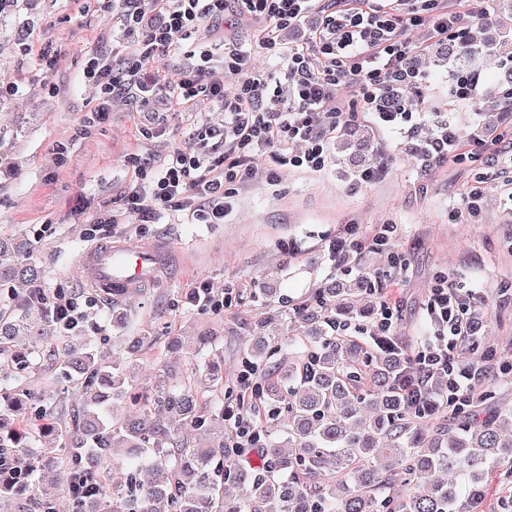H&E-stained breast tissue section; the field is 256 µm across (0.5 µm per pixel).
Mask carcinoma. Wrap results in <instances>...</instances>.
I'll return each mask as SVG.
<instances>
[{
    "label": "carcinoma",
    "mask_w": 512,
    "mask_h": 512,
    "mask_svg": "<svg viewBox=\"0 0 512 512\" xmlns=\"http://www.w3.org/2000/svg\"><path fill=\"white\" fill-rule=\"evenodd\" d=\"M512 22V0H495L478 24L493 30L478 41L465 31L448 37L433 64L448 68L449 95L479 78L494 59L501 82L485 111H497L512 92V54L502 47ZM338 160L353 174L379 163L367 129L336 136ZM26 229L0 237V286L38 282L42 270L31 259ZM377 283L363 269L324 281L301 304L271 288L260 289L272 314L258 321L254 344L244 354L237 410L251 422L250 439L224 436L228 410L204 405L200 395L224 389L215 360L181 378L161 365L154 397L130 392L135 365L106 356L82 336H65L56 380L81 386L84 394L66 451V467L38 442L55 434L49 411L31 392H0V450L17 470L0 477V494L32 489L41 474L62 468L57 481L73 512H479L489 496H512V406L491 403L487 390L468 405L448 408L450 416L415 414L403 391L413 355L397 345L381 350L361 337L336 331L339 323L362 329L375 319ZM296 334L284 338L288 324ZM55 340L46 309L23 299L0 305V354L12 366L0 379L22 381L38 345ZM288 351L278 366L266 358ZM209 436L205 448L180 439L186 430ZM261 451L265 464L244 463V452ZM128 472L124 483L110 480L113 465ZM95 479L94 490L80 479ZM398 484L408 486L403 496Z\"/></svg>",
    "instance_id": "carcinoma-1"
}]
</instances>
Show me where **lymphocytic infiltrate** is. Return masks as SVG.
Listing matches in <instances>:
<instances>
[{"label":"lymphocytic infiltrate","instance_id":"f902f5d3","mask_svg":"<svg viewBox=\"0 0 512 512\" xmlns=\"http://www.w3.org/2000/svg\"><path fill=\"white\" fill-rule=\"evenodd\" d=\"M133 47L114 58L91 55L84 74L100 90L96 114L108 112L114 96L125 94L150 104L166 91L171 108L196 111L204 104L224 110V132L205 131L190 146L173 148L151 169L138 168L119 207L100 214L88 229L95 237L102 225L130 217L154 223L165 211L178 212L202 224H220L231 212L240 190L256 174L255 155L267 159L266 175L276 182L284 172H318L328 162V144L356 109L373 114L386 128H417L422 116L391 101L393 83L420 90L418 71L410 61L413 29L444 41L458 29L460 15L452 0H117ZM256 28L254 41L233 38L224 45V59L214 64L208 51L190 46L192 33L217 27L226 15ZM302 32L300 42H285L282 34ZM282 61L277 71L258 72L249 64L251 48ZM184 57L166 78L150 69L159 55ZM488 138L478 132L462 136L446 121L437 122L426 140V162L457 163L487 153ZM397 227L383 225L363 237L354 224L330 240L328 250L345 268H352L365 251L380 250L388 265L399 268L402 255L395 246ZM57 320L60 333L73 335L86 320L78 298L39 292ZM474 291L464 281L440 275L430 288L425 307L430 323L404 385L420 413L433 403L429 383L440 378L448 402L472 398L490 377L494 359L485 355L462 359L464 346L478 338L471 321Z\"/></svg>","mask_w":512,"mask_h":512}]
</instances>
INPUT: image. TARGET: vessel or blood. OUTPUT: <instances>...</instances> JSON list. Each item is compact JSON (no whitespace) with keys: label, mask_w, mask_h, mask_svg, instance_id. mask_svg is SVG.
Returning <instances> with one entry per match:
<instances>
[{"label":"vessel or blood","mask_w":512,"mask_h":512,"mask_svg":"<svg viewBox=\"0 0 512 512\" xmlns=\"http://www.w3.org/2000/svg\"><path fill=\"white\" fill-rule=\"evenodd\" d=\"M163 257L162 244L122 237L85 249L78 261V274L102 297L124 299L135 288L157 279Z\"/></svg>","instance_id":"vessel-or-blood-1"}]
</instances>
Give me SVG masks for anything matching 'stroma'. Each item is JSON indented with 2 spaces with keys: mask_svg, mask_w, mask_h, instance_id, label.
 Returning a JSON list of instances; mask_svg holds the SVG:
<instances>
[{
  "mask_svg": "<svg viewBox=\"0 0 512 512\" xmlns=\"http://www.w3.org/2000/svg\"><path fill=\"white\" fill-rule=\"evenodd\" d=\"M129 44L118 16L96 4L86 9L77 0H12L0 11V144L20 162L16 169L0 168V234L20 225L28 229L42 284L52 292L88 294L77 273L78 257L88 245L85 230L100 210L111 209L137 165L156 163L175 146L195 142L206 128L224 125L218 107L175 112L162 97L148 107L118 100L105 118L91 120L97 90L83 74L85 62L93 53L121 54ZM416 57L425 68L424 93L431 105L416 131L383 128L362 110L351 119L374 134L386 166L380 180L356 185L332 161L323 171L292 170L276 182L261 172L240 191L223 223L164 214L154 224L127 222L109 230L112 240L164 238L171 245L156 281L117 303L97 298L84 330L96 349L135 356L136 392L152 395L165 344L178 336L185 343L181 363L195 354L222 355L225 389L214 398L228 399L252 328L267 312L263 289H277L293 302L307 298L318 282L336 275L328 244L347 224L359 225L366 236L383 224L398 227L395 244L407 274L371 252L363 260L378 279L394 284L397 333L404 341L420 334L429 289L438 275L448 273L475 285L473 308L488 313L487 334L468 349V357L490 349L512 351V169L499 170L484 157L430 169L419 160L434 120L450 121L465 134L480 125L507 140L512 119L502 112L491 117L476 112L465 101L449 104L447 70L428 67L426 52ZM478 178L488 195L480 223L450 219L466 186ZM202 280L215 294H228L229 303L214 348L198 352L194 342L211 327V317L198 313L186 296ZM116 311L124 316L119 328L112 324ZM144 327L151 328L153 342L130 353L129 337ZM57 364L56 343L43 344L23 384L45 403L63 405L51 443L61 457L81 396L78 389L57 384Z\"/></svg>",
  "mask_w": 512,
  "mask_h": 512,
  "instance_id": "obj_1",
  "label": "stroma"
}]
</instances>
